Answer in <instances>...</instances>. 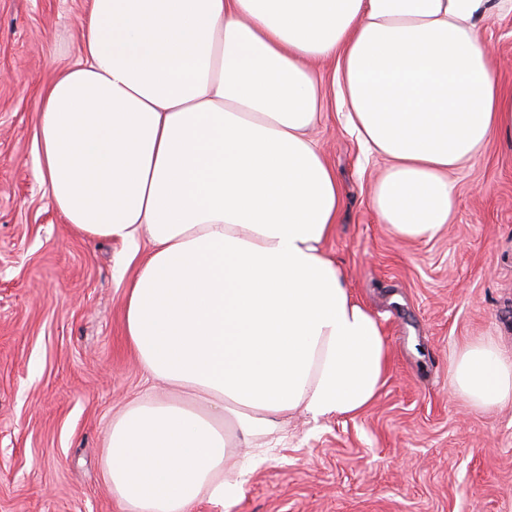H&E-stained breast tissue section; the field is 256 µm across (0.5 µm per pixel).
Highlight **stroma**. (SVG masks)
Here are the masks:
<instances>
[{"label":"stroma","instance_id":"obj_1","mask_svg":"<svg viewBox=\"0 0 512 512\" xmlns=\"http://www.w3.org/2000/svg\"><path fill=\"white\" fill-rule=\"evenodd\" d=\"M86 0H0V512H123L102 475L112 417L146 381L125 336L121 242L66 224L35 149L43 89L72 63ZM512 91V13L482 25ZM312 136L343 207L326 253L381 324L392 361L362 413L284 440L224 512H512V405L471 408L448 376L465 343L512 359V145L491 140L453 173L454 224L401 241L379 223L363 160L334 103Z\"/></svg>","mask_w":512,"mask_h":512}]
</instances>
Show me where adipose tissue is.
<instances>
[{
  "label": "adipose tissue",
  "mask_w": 512,
  "mask_h": 512,
  "mask_svg": "<svg viewBox=\"0 0 512 512\" xmlns=\"http://www.w3.org/2000/svg\"><path fill=\"white\" fill-rule=\"evenodd\" d=\"M512 0H88L76 60L41 96L43 182L66 223L127 247L125 327L149 380L110 427L104 478L125 512L236 502L266 461L229 437L288 415L360 413L389 350L325 251L340 183L307 132L334 64L347 128L388 165L371 206L402 240L457 215L450 178L512 143L481 25ZM471 407L512 403V360L473 340L450 363Z\"/></svg>",
  "instance_id": "1"
}]
</instances>
